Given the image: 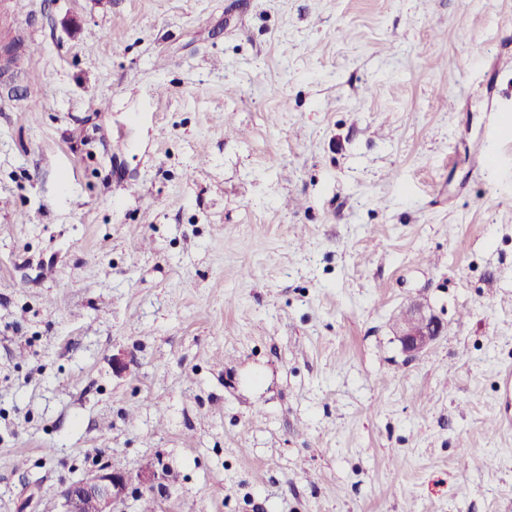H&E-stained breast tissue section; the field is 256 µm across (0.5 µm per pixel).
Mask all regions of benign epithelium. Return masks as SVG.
<instances>
[{"instance_id":"benign-epithelium-1","label":"benign epithelium","mask_w":512,"mask_h":512,"mask_svg":"<svg viewBox=\"0 0 512 512\" xmlns=\"http://www.w3.org/2000/svg\"><path fill=\"white\" fill-rule=\"evenodd\" d=\"M405 310V317L396 323V337L407 358L414 359L426 352L441 336L444 324L436 315L427 312L420 302L408 304ZM165 477L164 471L147 466L133 479L102 463L86 477L68 484L62 490L58 512H124L134 480L140 489L158 493L154 497L157 512H167L163 506L164 497L159 495Z\"/></svg>"}]
</instances>
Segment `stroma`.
Returning a JSON list of instances; mask_svg holds the SVG:
<instances>
[{"label": "stroma", "mask_w": 512, "mask_h": 512, "mask_svg": "<svg viewBox=\"0 0 512 512\" xmlns=\"http://www.w3.org/2000/svg\"><path fill=\"white\" fill-rule=\"evenodd\" d=\"M507 53L512 0H0V512L148 461L171 512H512ZM405 310V317L396 323L395 335L403 353L408 359H414L441 336L444 324L436 315L428 313L420 302H411Z\"/></svg>", "instance_id": "35a3bbf8"}]
</instances>
